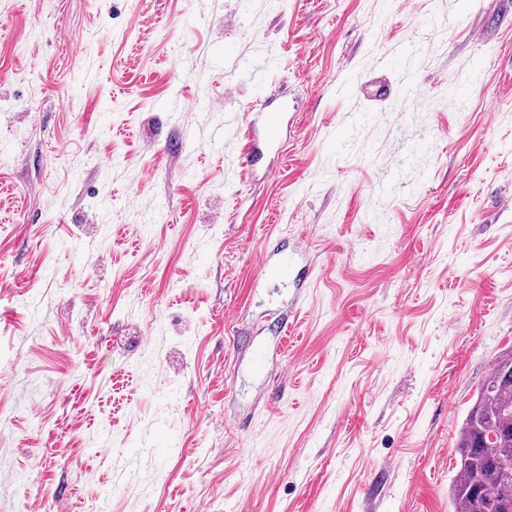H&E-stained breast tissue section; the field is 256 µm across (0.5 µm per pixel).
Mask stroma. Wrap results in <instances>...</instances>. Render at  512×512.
Masks as SVG:
<instances>
[{"instance_id":"stroma-1","label":"stroma","mask_w":512,"mask_h":512,"mask_svg":"<svg viewBox=\"0 0 512 512\" xmlns=\"http://www.w3.org/2000/svg\"><path fill=\"white\" fill-rule=\"evenodd\" d=\"M510 196L512 0H0V512H453ZM269 117L265 123L263 136L260 138L253 126L249 129V146L244 161L245 167L255 168L269 151L284 153V142L281 134L283 127L293 123L292 114L288 119V100L274 95L267 101ZM288 253L278 248L270 247L269 243L257 253L258 282L272 280H288L292 278L295 288H303L307 278L309 266L303 262L302 254ZM302 260V261H301Z\"/></svg>"}]
</instances>
